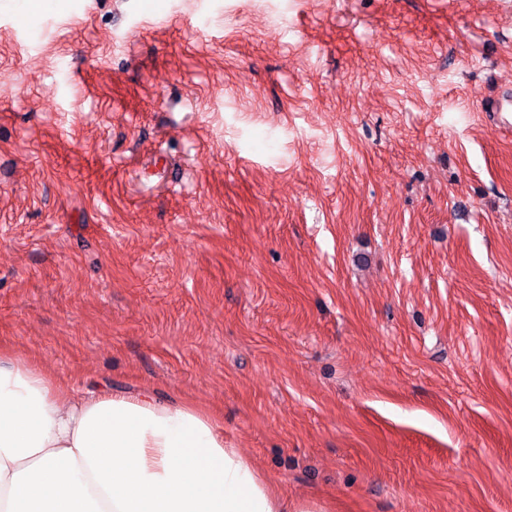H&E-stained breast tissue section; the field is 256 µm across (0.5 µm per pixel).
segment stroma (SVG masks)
<instances>
[{"mask_svg": "<svg viewBox=\"0 0 512 512\" xmlns=\"http://www.w3.org/2000/svg\"><path fill=\"white\" fill-rule=\"evenodd\" d=\"M509 95L512 0H0V342L330 512H512Z\"/></svg>", "mask_w": 512, "mask_h": 512, "instance_id": "35a3bbf8", "label": "stroma"}]
</instances>
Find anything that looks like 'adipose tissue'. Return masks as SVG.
Masks as SVG:
<instances>
[{"mask_svg":"<svg viewBox=\"0 0 512 512\" xmlns=\"http://www.w3.org/2000/svg\"><path fill=\"white\" fill-rule=\"evenodd\" d=\"M0 512H326L291 499L190 404L76 394L0 348Z\"/></svg>","mask_w":512,"mask_h":512,"instance_id":"ef3b65f1","label":"adipose tissue"}]
</instances>
